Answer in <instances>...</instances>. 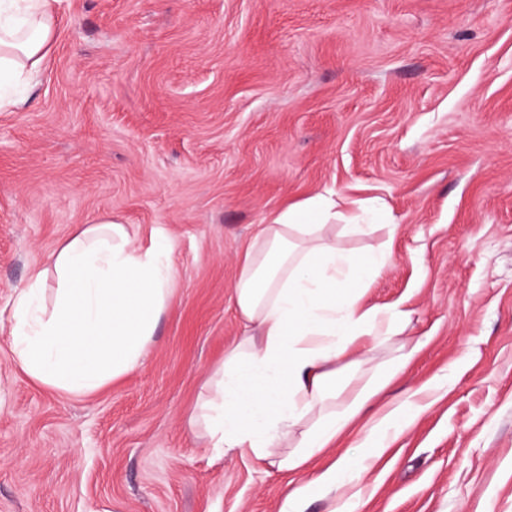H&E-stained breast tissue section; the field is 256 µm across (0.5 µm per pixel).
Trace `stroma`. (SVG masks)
Here are the masks:
<instances>
[{
    "instance_id": "35a3bbf8",
    "label": "stroma",
    "mask_w": 512,
    "mask_h": 512,
    "mask_svg": "<svg viewBox=\"0 0 512 512\" xmlns=\"http://www.w3.org/2000/svg\"><path fill=\"white\" fill-rule=\"evenodd\" d=\"M25 103L0 112V512H279L288 475L209 448L189 417L241 338L259 224L327 190L399 225L337 233L394 262L364 301L421 351L327 449L412 419L302 512H512V0H57ZM172 241L141 366L90 395L17 365V289L81 225ZM410 419L409 410L398 407L385 414L380 421L371 427L358 448H371L373 451H382L388 447L385 443L386 434L393 429L405 426Z\"/></svg>"
}]
</instances>
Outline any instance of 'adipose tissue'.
I'll list each match as a JSON object with an SVG mask.
<instances>
[{"mask_svg": "<svg viewBox=\"0 0 512 512\" xmlns=\"http://www.w3.org/2000/svg\"><path fill=\"white\" fill-rule=\"evenodd\" d=\"M0 0V81L37 70L54 40L55 0ZM346 235L362 233L351 214H337L331 195L287 206L260 226L242 255L233 287L244 334L227 350L190 417L210 447L239 448L257 461L312 477L288 493L284 512L329 493L345 474L363 469L344 455L325 467L313 461L351 434L365 403L417 353L401 348L393 365L371 373L379 337L397 336L409 314L364 307L362 290L393 263L391 250L355 256L336 244L335 217ZM170 238L153 230L141 241L133 225L95 218L34 270L14 298L10 336L18 365L65 393H92L136 370L172 300ZM56 288L46 294L47 277ZM350 358L370 377L344 412L336 410V363ZM298 434V449L287 452Z\"/></svg>", "mask_w": 512, "mask_h": 512, "instance_id": "1", "label": "adipose tissue"}]
</instances>
